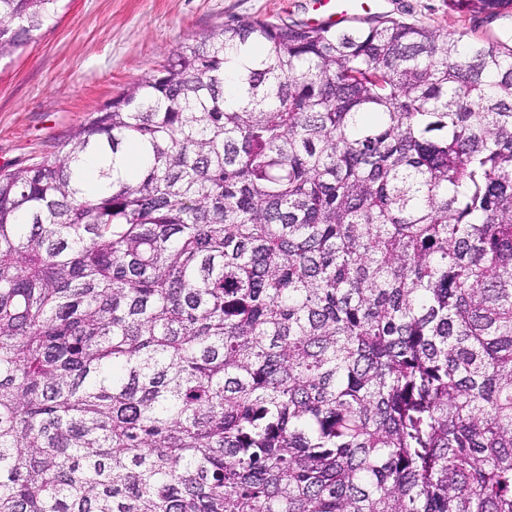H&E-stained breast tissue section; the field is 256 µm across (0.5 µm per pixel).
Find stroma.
<instances>
[{"label": "stroma", "instance_id": "stroma-1", "mask_svg": "<svg viewBox=\"0 0 512 512\" xmlns=\"http://www.w3.org/2000/svg\"><path fill=\"white\" fill-rule=\"evenodd\" d=\"M317 0H60L34 41L0 59V169L40 160L55 143L195 33L245 18L309 22ZM371 15L438 34L512 45V12L472 17L448 0H369Z\"/></svg>", "mask_w": 512, "mask_h": 512}]
</instances>
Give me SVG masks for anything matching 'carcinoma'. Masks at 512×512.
<instances>
[{
	"instance_id": "cac0c4a2",
	"label": "carcinoma",
	"mask_w": 512,
	"mask_h": 512,
	"mask_svg": "<svg viewBox=\"0 0 512 512\" xmlns=\"http://www.w3.org/2000/svg\"><path fill=\"white\" fill-rule=\"evenodd\" d=\"M0 512H512V49L238 20L1 170Z\"/></svg>"
}]
</instances>
